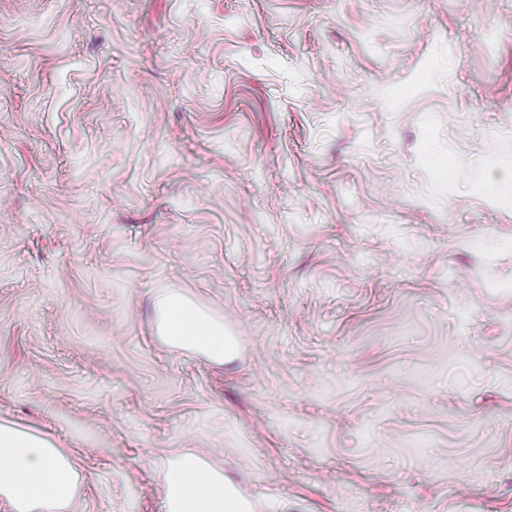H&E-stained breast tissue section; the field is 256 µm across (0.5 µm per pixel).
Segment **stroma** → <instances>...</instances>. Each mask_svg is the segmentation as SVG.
<instances>
[{
	"label": "stroma",
	"mask_w": 512,
	"mask_h": 512,
	"mask_svg": "<svg viewBox=\"0 0 512 512\" xmlns=\"http://www.w3.org/2000/svg\"><path fill=\"white\" fill-rule=\"evenodd\" d=\"M1 423L69 512H512V0H0ZM164 304L171 311L177 312L178 319L176 322V330L179 332V335L190 336L179 341V345L190 348H197L199 346L211 347V336H213L214 343L218 346H222L224 336V326L222 324L211 321L205 315H197L190 310L189 305L179 297H170ZM197 333H204L206 336L197 335ZM167 512H252V504L224 475L194 455H181L165 475Z\"/></svg>",
	"instance_id": "1"
}]
</instances>
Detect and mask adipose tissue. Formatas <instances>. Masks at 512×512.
<instances>
[{"label": "adipose tissue", "mask_w": 512, "mask_h": 512, "mask_svg": "<svg viewBox=\"0 0 512 512\" xmlns=\"http://www.w3.org/2000/svg\"><path fill=\"white\" fill-rule=\"evenodd\" d=\"M166 305L176 311L180 335L205 334L222 344L224 327L190 310L173 296ZM77 472L50 441L12 425L0 424V498L13 512H68ZM166 512H253L251 503L226 484L223 474L199 457L174 458L165 475Z\"/></svg>", "instance_id": "adipose-tissue-1"}]
</instances>
